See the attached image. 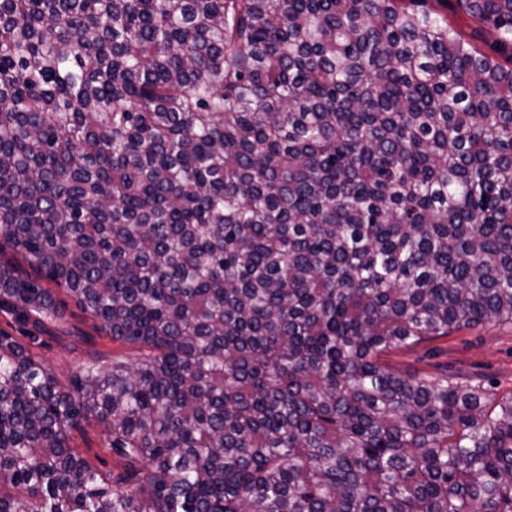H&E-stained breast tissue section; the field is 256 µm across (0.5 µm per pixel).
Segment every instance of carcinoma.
<instances>
[{
    "instance_id": "cac0c4a2",
    "label": "carcinoma",
    "mask_w": 512,
    "mask_h": 512,
    "mask_svg": "<svg viewBox=\"0 0 512 512\" xmlns=\"http://www.w3.org/2000/svg\"><path fill=\"white\" fill-rule=\"evenodd\" d=\"M456 2L493 54L432 0H0V250L136 352L0 332V512H512V394L385 362L512 325V0ZM448 23L471 39L480 50L492 54L490 47L494 37L489 31L481 29L469 15L457 8L455 0H448ZM72 446L103 472L117 471L119 468L118 459L104 447L103 432L99 425H84L81 430L74 431Z\"/></svg>"
}]
</instances>
